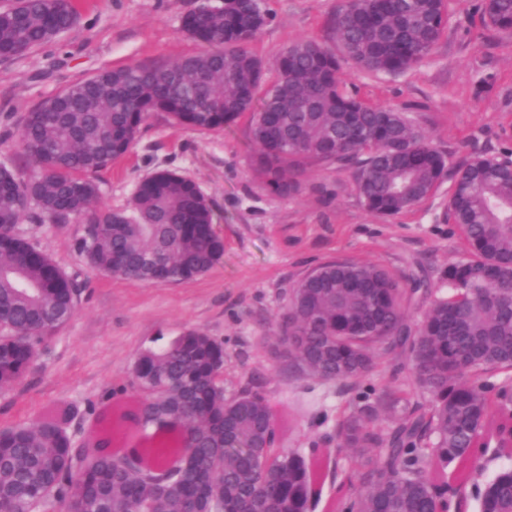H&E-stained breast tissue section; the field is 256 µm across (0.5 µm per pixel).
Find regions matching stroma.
<instances>
[{"mask_svg":"<svg viewBox=\"0 0 512 512\" xmlns=\"http://www.w3.org/2000/svg\"><path fill=\"white\" fill-rule=\"evenodd\" d=\"M202 0H73L77 22L68 32L10 60H0V161L24 175L31 168L18 144L22 117L67 87L106 68L164 64L200 51L180 31ZM477 0H451L448 27L427 60L400 75H371L343 63L340 77L361 99L402 109L433 145L462 163L512 148V31L487 28ZM340 0H266L272 19L251 50L273 62L298 37L335 46L332 20ZM249 121L200 131L151 114L129 155L97 173L99 203L127 206L138 183L156 170L176 169L196 182L214 210L224 240L222 259L205 275L176 284L113 277L87 267L75 245L78 220L22 221L66 273L80 284L77 310L42 346L34 366L0 392V428L42 417L66 402L85 409L72 432L87 439L116 418L137 394L131 370L137 354L160 348L188 329L224 343V392L260 391L270 401L281 446L309 453L335 436L355 391L380 384L371 372L358 390L293 373L277 345L296 284L329 261L373 263L400 284L422 279L446 289L445 272L465 251L448 221V185L394 218H381L359 197L354 171L327 165L310 170L297 193L266 188L251 168Z\"/></svg>","mask_w":512,"mask_h":512,"instance_id":"obj_1","label":"stroma"}]
</instances>
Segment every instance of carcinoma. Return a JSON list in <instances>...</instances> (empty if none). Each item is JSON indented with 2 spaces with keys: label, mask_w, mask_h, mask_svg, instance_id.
<instances>
[{
  "label": "carcinoma",
  "mask_w": 512,
  "mask_h": 512,
  "mask_svg": "<svg viewBox=\"0 0 512 512\" xmlns=\"http://www.w3.org/2000/svg\"><path fill=\"white\" fill-rule=\"evenodd\" d=\"M203 4L182 31L205 49L169 64L104 69L27 113L19 141L33 170L0 163V390L12 388L38 348L76 310L79 286L30 240L24 217L83 218L77 250L90 268L159 284L193 280L224 255L214 211L175 170L141 180L123 210L98 205L94 173L131 150L149 114L198 130L248 116L256 174L289 195L317 165H353L369 211L388 219L433 196L446 178L448 220L468 252L448 265V294L433 296L416 330L407 290L383 268L326 262L293 289L279 340L299 373L354 384L390 370L374 396L348 402L336 451L362 442L336 468L343 512L460 510V470L480 472L487 441H512V149L487 151L448 171L444 153L402 110L363 102L339 74L342 60L368 74H400L425 61L443 35L450 0H342L333 49L309 38L266 65L250 49L272 18L263 0ZM482 22L512 29V0H479ZM77 20L72 0H15L0 11V59L56 38ZM224 345L187 330L146 350L132 375L136 406L121 420L154 426L178 446L112 448L100 436L70 447L66 405L34 423L0 429V512H314V462L278 446L269 401L228 397L219 382ZM384 421L376 422L378 413ZM479 512H512V468L474 484Z\"/></svg>",
  "instance_id": "carcinoma-1"
}]
</instances>
